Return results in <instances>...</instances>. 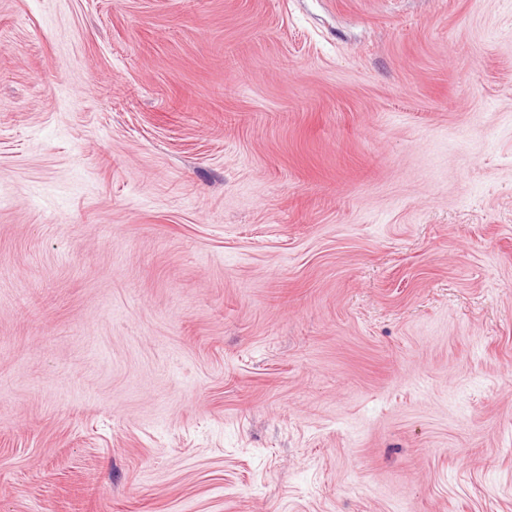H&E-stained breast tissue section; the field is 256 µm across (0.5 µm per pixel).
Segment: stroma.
<instances>
[{
    "mask_svg": "<svg viewBox=\"0 0 512 512\" xmlns=\"http://www.w3.org/2000/svg\"><path fill=\"white\" fill-rule=\"evenodd\" d=\"M0 512H512V0H0Z\"/></svg>",
    "mask_w": 512,
    "mask_h": 512,
    "instance_id": "1",
    "label": "stroma"
}]
</instances>
